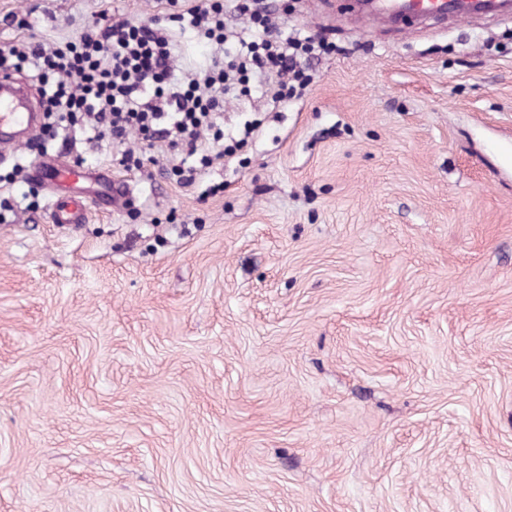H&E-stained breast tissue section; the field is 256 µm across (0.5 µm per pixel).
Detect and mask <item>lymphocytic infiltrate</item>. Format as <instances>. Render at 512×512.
Here are the masks:
<instances>
[{"label":"lymphocytic infiltrate","mask_w":512,"mask_h":512,"mask_svg":"<svg viewBox=\"0 0 512 512\" xmlns=\"http://www.w3.org/2000/svg\"><path fill=\"white\" fill-rule=\"evenodd\" d=\"M249 22L243 33L227 31L223 0H195L168 22L85 24L73 40L50 44L36 37L0 46V68H34L43 84L45 129L83 127L116 149L127 170L166 154L177 183L192 185L199 173L243 146L225 143L224 99L228 94L287 101L310 81L304 62L314 52H335L325 38L283 36L259 0H238ZM190 27L210 47L203 65L175 75L173 25ZM137 136L141 150L128 148Z\"/></svg>","instance_id":"f902f5d3"}]
</instances>
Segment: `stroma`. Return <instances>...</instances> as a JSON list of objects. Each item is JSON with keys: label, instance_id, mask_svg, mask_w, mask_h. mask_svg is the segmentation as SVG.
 I'll use <instances>...</instances> for the list:
<instances>
[{"label": "stroma", "instance_id": "obj_1", "mask_svg": "<svg viewBox=\"0 0 512 512\" xmlns=\"http://www.w3.org/2000/svg\"><path fill=\"white\" fill-rule=\"evenodd\" d=\"M322 34L298 96L195 185L75 128L131 205L49 218L0 163V512H512V14ZM168 0H0V44Z\"/></svg>", "mask_w": 512, "mask_h": 512}]
</instances>
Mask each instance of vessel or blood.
I'll list each match as a JSON object with an SVG mask.
<instances>
[{"label": "vessel or blood", "instance_id": "1", "mask_svg": "<svg viewBox=\"0 0 512 512\" xmlns=\"http://www.w3.org/2000/svg\"><path fill=\"white\" fill-rule=\"evenodd\" d=\"M377 13L395 16L411 10L422 17H445L448 0H376ZM42 107L31 87L17 73L0 69V150L12 149L17 140L33 144L43 135ZM30 177L46 190L50 216L56 224L85 223L89 206L118 208L132 196L131 184L106 169H92L65 154L39 156Z\"/></svg>", "mask_w": 512, "mask_h": 512}]
</instances>
